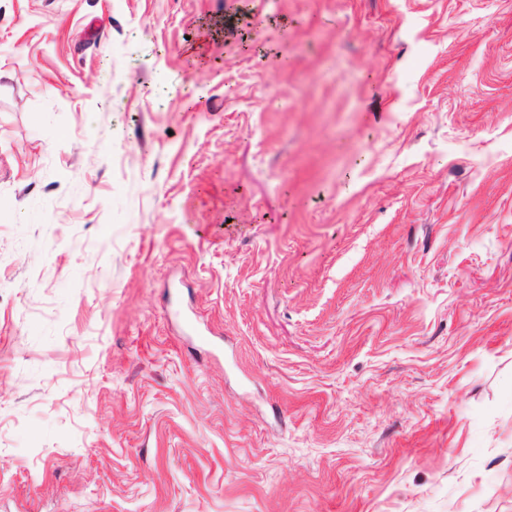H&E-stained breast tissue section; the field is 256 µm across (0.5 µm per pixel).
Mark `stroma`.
Here are the masks:
<instances>
[{
    "instance_id": "stroma-1",
    "label": "stroma",
    "mask_w": 512,
    "mask_h": 512,
    "mask_svg": "<svg viewBox=\"0 0 512 512\" xmlns=\"http://www.w3.org/2000/svg\"><path fill=\"white\" fill-rule=\"evenodd\" d=\"M0 512H512V0H0Z\"/></svg>"
}]
</instances>
